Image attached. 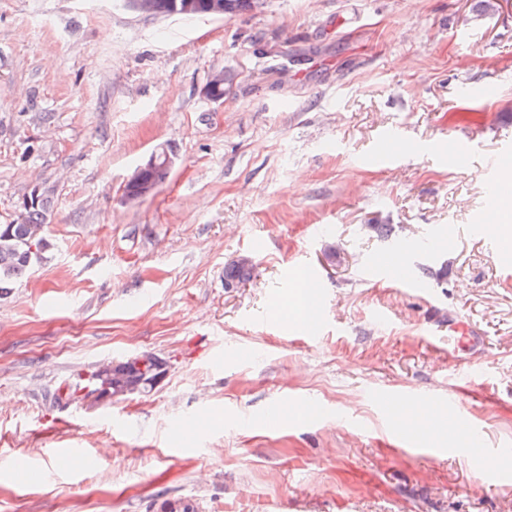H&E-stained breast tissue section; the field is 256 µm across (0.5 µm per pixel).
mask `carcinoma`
<instances>
[{
    "instance_id": "carcinoma-1",
    "label": "carcinoma",
    "mask_w": 512,
    "mask_h": 512,
    "mask_svg": "<svg viewBox=\"0 0 512 512\" xmlns=\"http://www.w3.org/2000/svg\"><path fill=\"white\" fill-rule=\"evenodd\" d=\"M224 17L232 18L251 11V0H225ZM48 198H35L25 205L13 224H0V296L16 282L29 276L33 266L46 258L52 244L46 235ZM253 262L236 260L224 267V286L232 288L250 280ZM166 370V361L155 357L148 372L130 361L107 364L80 374L72 382L58 387L51 401L67 406L91 395L102 397L115 393L119 387L143 386L150 379L158 380Z\"/></svg>"
}]
</instances>
